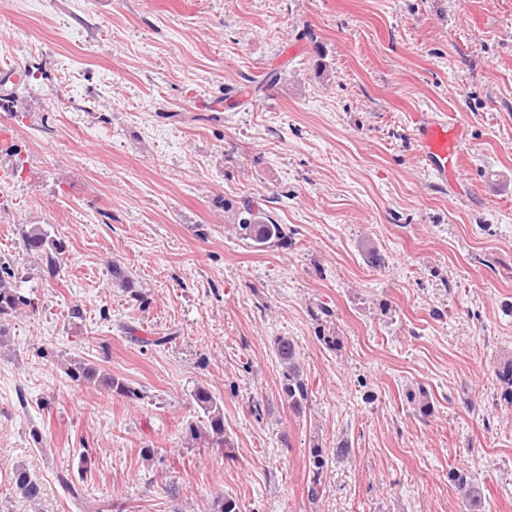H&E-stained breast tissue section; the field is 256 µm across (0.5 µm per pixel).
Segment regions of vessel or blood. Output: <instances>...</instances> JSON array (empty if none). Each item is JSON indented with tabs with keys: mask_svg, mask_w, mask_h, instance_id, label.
<instances>
[{
	"mask_svg": "<svg viewBox=\"0 0 512 512\" xmlns=\"http://www.w3.org/2000/svg\"><path fill=\"white\" fill-rule=\"evenodd\" d=\"M420 153L426 168L438 179L447 181L460 166L464 128L446 119L424 115L416 122Z\"/></svg>",
	"mask_w": 512,
	"mask_h": 512,
	"instance_id": "b4317fda",
	"label": "vessel or blood"
}]
</instances>
